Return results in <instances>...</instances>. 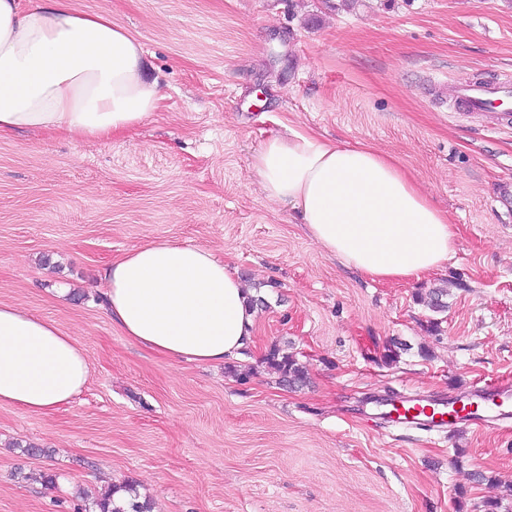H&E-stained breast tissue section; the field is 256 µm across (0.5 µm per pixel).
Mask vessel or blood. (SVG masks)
Wrapping results in <instances>:
<instances>
[{"label":"vessel or blood","mask_w":512,"mask_h":512,"mask_svg":"<svg viewBox=\"0 0 512 512\" xmlns=\"http://www.w3.org/2000/svg\"><path fill=\"white\" fill-rule=\"evenodd\" d=\"M512 98V81L498 84L469 80L457 89L454 105L458 112H496L505 99ZM385 416L388 421L428 428L459 423L492 427L512 420V387L483 384L464 394H451L424 407L418 397L391 400Z\"/></svg>","instance_id":"vessel-or-blood-1"}]
</instances>
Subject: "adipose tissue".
<instances>
[{"instance_id": "1", "label": "adipose tissue", "mask_w": 512, "mask_h": 512, "mask_svg": "<svg viewBox=\"0 0 512 512\" xmlns=\"http://www.w3.org/2000/svg\"><path fill=\"white\" fill-rule=\"evenodd\" d=\"M160 92L143 47L107 12L67 0H0V135L46 131L109 139L149 120ZM267 199L296 212L312 240L376 280L421 278L447 263V212L392 157L314 133L269 139L251 160ZM106 310L156 353L221 364L252 339L251 295L210 249L153 241L107 267ZM80 340L0 301V404L46 414L86 385Z\"/></svg>"}]
</instances>
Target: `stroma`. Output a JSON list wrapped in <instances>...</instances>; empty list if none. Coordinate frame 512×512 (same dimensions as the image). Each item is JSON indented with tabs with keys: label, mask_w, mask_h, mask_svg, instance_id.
I'll use <instances>...</instances> for the list:
<instances>
[{
	"label": "stroma",
	"mask_w": 512,
	"mask_h": 512,
	"mask_svg": "<svg viewBox=\"0 0 512 512\" xmlns=\"http://www.w3.org/2000/svg\"><path fill=\"white\" fill-rule=\"evenodd\" d=\"M69 2L141 43L162 99L109 140L0 137V301L90 367L56 411L0 405V512H74L128 480L153 512H512V428L370 420L392 394L512 385V111L449 109L458 83L512 76V0ZM291 129L411 170L453 219L448 263L374 281L310 240L250 166ZM156 239L209 248L267 300L236 364L158 355L107 316L104 269ZM443 283L437 314L418 297ZM275 344L304 386L266 366ZM264 362L279 374L280 382L289 387L303 386L308 380V368L296 354L276 344L264 355Z\"/></svg>",
	"instance_id": "1"
}]
</instances>
